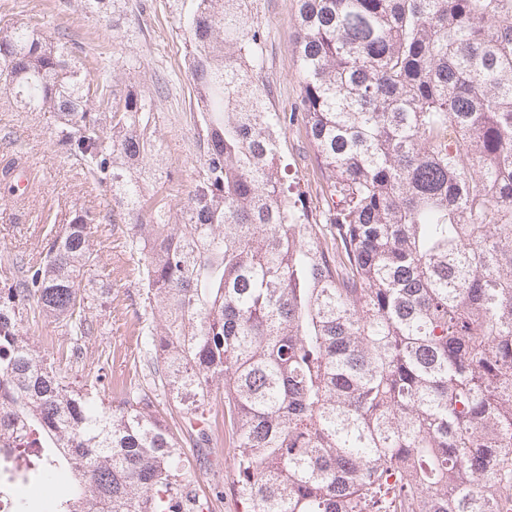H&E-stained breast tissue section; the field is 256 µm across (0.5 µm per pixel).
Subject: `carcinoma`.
Listing matches in <instances>:
<instances>
[{"label":"carcinoma","instance_id":"obj_1","mask_svg":"<svg viewBox=\"0 0 512 512\" xmlns=\"http://www.w3.org/2000/svg\"><path fill=\"white\" fill-rule=\"evenodd\" d=\"M179 12L199 165L178 220L154 102L33 16L0 17V93L112 196L138 284L137 380L68 373L23 334L98 331L101 213L0 281V496L48 512H204L184 443L234 449L238 512H512V0H297L298 111L259 82L249 0ZM112 26L115 0H84ZM304 126L324 223L290 191ZM222 420L212 413L216 400ZM32 486H38L42 491V496L40 498H35L30 494V489ZM14 502H15V510L26 506L27 504H31L30 511H41L43 510L44 502L40 501L43 497V487L36 481L29 480L27 482L17 481L14 485Z\"/></svg>","mask_w":512,"mask_h":512}]
</instances>
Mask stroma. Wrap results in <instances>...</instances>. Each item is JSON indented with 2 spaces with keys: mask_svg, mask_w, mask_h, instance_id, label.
<instances>
[{
  "mask_svg": "<svg viewBox=\"0 0 512 512\" xmlns=\"http://www.w3.org/2000/svg\"><path fill=\"white\" fill-rule=\"evenodd\" d=\"M171 0H118L111 28L88 18L81 0H0V15H40L52 36L64 38L83 59H95L104 72L115 73L118 92L136 89L156 101V132L168 177L162 192L173 209H180L194 178L197 130L189 72L183 61L182 32L170 8ZM251 20L266 35L262 81L271 90L277 111H294L298 103V74L293 46L297 28L296 0H251ZM57 120L51 112H25L12 99L0 96V167L19 165L29 181L25 194L0 188V275L15 255L39 258L45 237L61 228L71 210H105L106 192L82 165L57 153L52 145ZM284 154L305 191L310 209L322 214L313 150L301 126L289 128ZM102 275L112 285L111 305L97 309L98 333L88 340L87 359L112 358L110 381L125 380L135 348L137 286L129 274L128 252L119 228L103 223L94 235ZM227 448L219 447L208 461L187 449L197 494L211 512H237L231 493L234 472ZM224 487L216 498L215 487Z\"/></svg>",
  "mask_w": 512,
  "mask_h": 512,
  "instance_id": "obj_1",
  "label": "stroma"
}]
</instances>
